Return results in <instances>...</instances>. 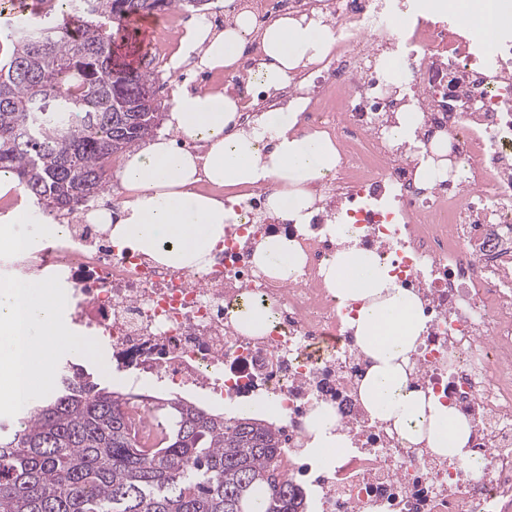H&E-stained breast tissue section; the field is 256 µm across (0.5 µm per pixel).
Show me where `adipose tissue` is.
I'll return each instance as SVG.
<instances>
[{
  "instance_id": "adipose-tissue-1",
  "label": "adipose tissue",
  "mask_w": 512,
  "mask_h": 512,
  "mask_svg": "<svg viewBox=\"0 0 512 512\" xmlns=\"http://www.w3.org/2000/svg\"><path fill=\"white\" fill-rule=\"evenodd\" d=\"M423 6L430 14L455 9L488 41L499 26L512 22V0H423ZM254 27V19L245 12L234 15L219 32L206 20H198L181 37L170 66L178 68L190 58L201 70L233 67ZM262 41L264 55L252 74L267 93L286 87L290 72L318 63L331 48L329 29L318 12L279 17L264 28ZM301 107L296 100L289 110L262 112L244 128L239 122L241 103L223 87L177 88L167 125L184 138L201 142V149L176 148L161 134L131 150L117 171L127 192L120 212L99 207L88 213V221L111 225L117 244L188 270L206 263L223 239L225 225L236 221L233 207L223 198L195 191L199 182L217 187L274 184L267 210L305 223L315 202L312 184L330 176L339 158L330 140L295 132ZM20 219L42 225L47 239L59 230L45 213L17 205L0 214L1 250L22 247L21 237L11 229ZM255 260L283 279L293 277L301 264L293 243L281 235L262 242ZM328 280L339 299L362 303L355 335L372 360L361 387L367 409L375 417L393 421L409 439L427 440L435 452L457 457L466 470L479 474L483 462L468 451V420L407 388L402 363L425 326L417 298L396 286L370 252L357 247L337 253ZM62 303L54 289L39 281L0 285L1 402L36 395L51 354H93L92 343L72 335L60 321Z\"/></svg>"
}]
</instances>
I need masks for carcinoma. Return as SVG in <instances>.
I'll list each match as a JSON object with an SVG mask.
<instances>
[{
	"label": "carcinoma",
	"instance_id": "obj_1",
	"mask_svg": "<svg viewBox=\"0 0 512 512\" xmlns=\"http://www.w3.org/2000/svg\"><path fill=\"white\" fill-rule=\"evenodd\" d=\"M26 0L0 40V172L43 212L93 200L108 165L155 136L158 71L113 57L112 28L206 0ZM84 372L0 425V512H304L303 492L277 474L274 423L226 416L178 395L156 400Z\"/></svg>",
	"mask_w": 512,
	"mask_h": 512
}]
</instances>
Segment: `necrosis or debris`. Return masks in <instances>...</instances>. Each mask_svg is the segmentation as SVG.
I'll use <instances>...</instances> for the list:
<instances>
[{"mask_svg": "<svg viewBox=\"0 0 512 512\" xmlns=\"http://www.w3.org/2000/svg\"><path fill=\"white\" fill-rule=\"evenodd\" d=\"M255 28L242 68L224 75L242 120L303 99L301 133L327 136L339 155L320 184L321 207L296 224L266 210L270 186L237 189V223L200 270L176 269L113 244L102 224H67L60 238L7 258V266L68 289L65 313L107 348L128 388H184L234 406L277 405L281 471L304 485L315 512H501L512 502V31L495 49L420 0H246ZM325 15L333 49L257 94L250 69L264 26L286 14ZM188 22L166 12L151 66L168 62ZM385 35L396 69L368 68L362 45ZM422 116L416 144L387 132L398 113ZM448 137L451 174L423 187L421 162ZM302 256L292 280L255 261L273 234ZM376 254L394 283L414 293L425 329L405 366L409 389L437 398L472 426L479 475L373 417L361 396L372 362L355 337L359 305L336 300L327 274L337 252ZM268 310L270 330L244 332V308ZM328 408L346 440L338 460L318 458L307 418Z\"/></svg>", "mask_w": 512, "mask_h": 512, "instance_id": "obj_1", "label": "necrosis or debris"}]
</instances>
